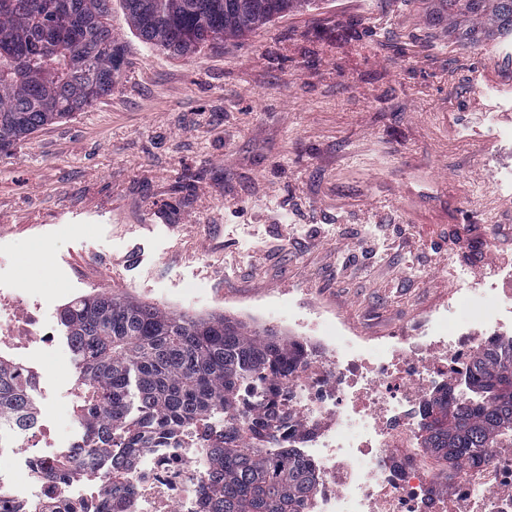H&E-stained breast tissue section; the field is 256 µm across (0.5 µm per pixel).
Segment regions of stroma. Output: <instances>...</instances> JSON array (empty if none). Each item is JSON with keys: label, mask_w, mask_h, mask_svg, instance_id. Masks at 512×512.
Segmentation results:
<instances>
[{"label": "stroma", "mask_w": 512, "mask_h": 512, "mask_svg": "<svg viewBox=\"0 0 512 512\" xmlns=\"http://www.w3.org/2000/svg\"><path fill=\"white\" fill-rule=\"evenodd\" d=\"M109 23L126 61L111 94L0 152L15 318L107 292L285 336L250 307L290 296L376 339L512 265L493 177L512 143L478 92L512 91V59L460 45L440 0H311L187 59L143 44L119 0ZM30 356L39 410L74 427L66 334Z\"/></svg>", "instance_id": "35a3bbf8"}]
</instances>
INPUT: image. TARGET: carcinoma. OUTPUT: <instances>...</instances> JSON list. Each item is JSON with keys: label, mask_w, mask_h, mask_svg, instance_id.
Here are the masks:
<instances>
[{"label": "carcinoma", "mask_w": 512, "mask_h": 512, "mask_svg": "<svg viewBox=\"0 0 512 512\" xmlns=\"http://www.w3.org/2000/svg\"><path fill=\"white\" fill-rule=\"evenodd\" d=\"M141 41L173 56L243 34L308 0H121ZM479 14L486 0H443ZM111 0H0V151L83 112L109 95L125 58L112 37ZM497 31L512 30V0H496ZM86 400L79 417L87 448L107 454L147 448L183 426L224 412L223 443L202 486L205 512H301L318 488L315 471L290 448L271 447L283 419L270 404L262 429L239 424L238 385L250 371L276 382L296 356L293 339L226 316L178 315L126 297L96 293L62 311ZM470 396L450 382L430 397L421 445L456 476L475 453L512 438V341L471 358ZM32 385L0 356V427L34 420Z\"/></svg>", "instance_id": "cac0c4a2"}]
</instances>
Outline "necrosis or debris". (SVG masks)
Wrapping results in <instances>:
<instances>
[{
  "mask_svg": "<svg viewBox=\"0 0 512 512\" xmlns=\"http://www.w3.org/2000/svg\"><path fill=\"white\" fill-rule=\"evenodd\" d=\"M297 336L299 358L279 383L254 373L240 385L247 414L280 405L275 436L319 475L302 512H512V443L482 449L449 485L413 445L425 402L451 379L465 397L470 361L488 341L512 339V270L492 282L457 288L431 312L420 335L369 343L343 320L318 317ZM55 325L39 316L16 322L0 315V354L40 384L24 352L53 345ZM224 436V415L184 428L150 448H116L89 458L85 438H62L46 417L0 433V512H198L210 471L211 446ZM133 457L112 491L113 463ZM70 461L76 472L48 479Z\"/></svg>",
  "mask_w": 512,
  "mask_h": 512,
  "instance_id": "1",
  "label": "necrosis or debris"
}]
</instances>
